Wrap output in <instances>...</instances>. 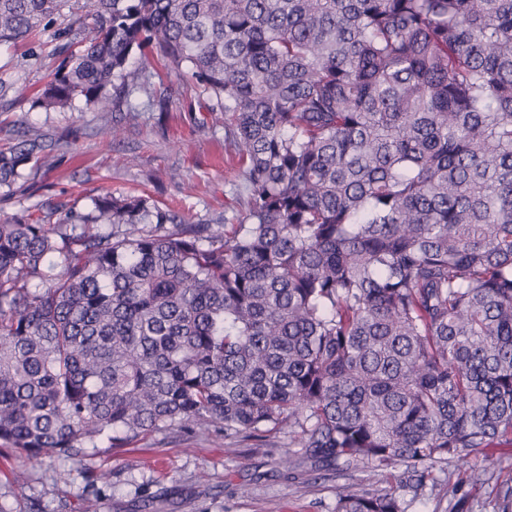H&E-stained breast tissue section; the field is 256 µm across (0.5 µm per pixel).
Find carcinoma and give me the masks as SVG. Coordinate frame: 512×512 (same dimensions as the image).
Segmentation results:
<instances>
[{
    "label": "carcinoma",
    "instance_id": "obj_1",
    "mask_svg": "<svg viewBox=\"0 0 512 512\" xmlns=\"http://www.w3.org/2000/svg\"><path fill=\"white\" fill-rule=\"evenodd\" d=\"M67 12L35 106L134 120L162 60L224 125L248 223L110 192L0 220L1 446L286 434L420 490L512 438V0H0V44ZM56 147L0 150V189Z\"/></svg>",
    "mask_w": 512,
    "mask_h": 512
}]
</instances>
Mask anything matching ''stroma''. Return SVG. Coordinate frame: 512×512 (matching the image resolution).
Segmentation results:
<instances>
[{"mask_svg": "<svg viewBox=\"0 0 512 512\" xmlns=\"http://www.w3.org/2000/svg\"><path fill=\"white\" fill-rule=\"evenodd\" d=\"M53 30L39 34L36 58L17 67L14 47L0 46V148L24 134L60 140L51 158L38 161L35 176L8 198L0 197V219L58 198L85 208L102 192H146L169 204L190 222L224 215L227 223L246 221L245 179L223 125L213 121L206 98L186 88L178 75H164L166 111L145 106L122 139L106 133L108 112L83 106L47 112L32 99L56 67ZM27 87V97L15 94ZM472 464L489 481L472 484L453 465L435 467L433 483L420 494L403 490L408 474L399 466L386 473L361 464L326 466L288 445L253 450L249 441L159 432L121 448H88L77 459L28 460L0 447V512H83L82 492L89 475H99L98 512H334L344 485L360 492H399L407 512H494L497 489L512 485V443L477 455Z\"/></svg>", "mask_w": 512, "mask_h": 512, "instance_id": "35a3bbf8", "label": "stroma"}]
</instances>
